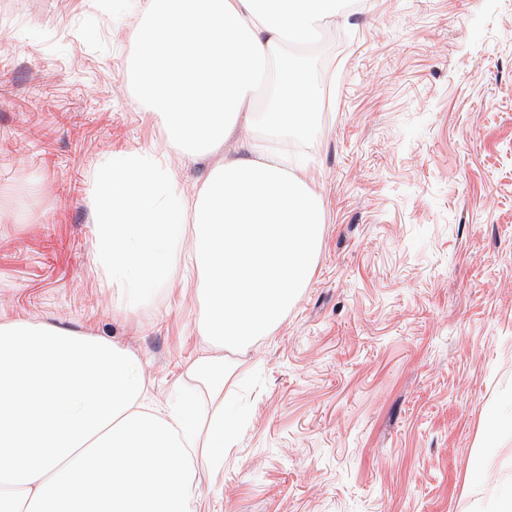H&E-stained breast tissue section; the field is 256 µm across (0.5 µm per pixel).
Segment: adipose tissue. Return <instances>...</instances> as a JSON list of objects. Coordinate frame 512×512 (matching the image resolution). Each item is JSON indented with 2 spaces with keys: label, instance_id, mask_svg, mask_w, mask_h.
<instances>
[{
  "label": "adipose tissue",
  "instance_id": "1",
  "mask_svg": "<svg viewBox=\"0 0 512 512\" xmlns=\"http://www.w3.org/2000/svg\"><path fill=\"white\" fill-rule=\"evenodd\" d=\"M336 0H144L132 94L162 150L96 176L97 259L126 308L198 270L193 389L148 401L139 358L55 325L0 324V512H200L197 469L217 472L247 417L224 400L225 354L269 335L311 278L323 234L313 185L273 142L303 138L322 107L284 43L335 27ZM236 156H217L230 135ZM208 159L192 193L183 160Z\"/></svg>",
  "mask_w": 512,
  "mask_h": 512
}]
</instances>
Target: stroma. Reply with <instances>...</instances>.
<instances>
[{"mask_svg":"<svg viewBox=\"0 0 512 512\" xmlns=\"http://www.w3.org/2000/svg\"><path fill=\"white\" fill-rule=\"evenodd\" d=\"M132 0H0V323L115 341L164 403L211 346L182 280L119 309L89 198L159 148L127 69ZM306 53L323 107L297 154L320 198L314 274L229 355L250 418L201 512H484L512 485V0H365Z\"/></svg>","mask_w":512,"mask_h":512,"instance_id":"obj_1","label":"stroma"}]
</instances>
